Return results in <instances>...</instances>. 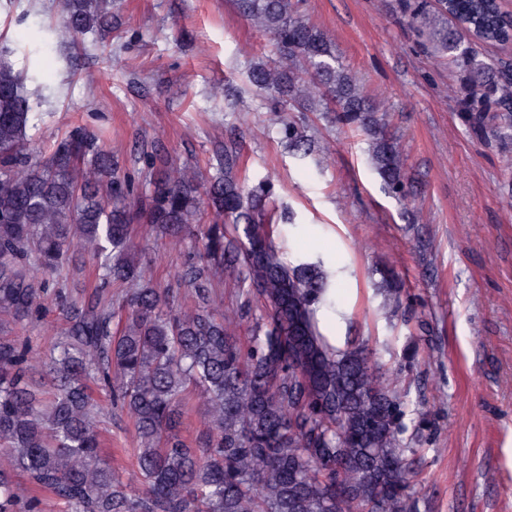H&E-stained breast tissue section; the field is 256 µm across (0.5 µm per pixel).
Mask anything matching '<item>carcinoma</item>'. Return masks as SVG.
I'll return each mask as SVG.
<instances>
[{"instance_id":"obj_1","label":"carcinoma","mask_w":512,"mask_h":512,"mask_svg":"<svg viewBox=\"0 0 512 512\" xmlns=\"http://www.w3.org/2000/svg\"><path fill=\"white\" fill-rule=\"evenodd\" d=\"M237 2L273 41L272 57L248 72L267 111L318 112L364 135L385 189L406 196L411 178L383 115L300 0ZM403 3L456 69L468 131L512 144V62L478 50L512 40V18L494 0ZM111 19L109 0H63L57 38L74 42ZM32 120L23 75L0 63V324H37L54 310L62 321L49 348L0 335V512H41L21 477L50 491L63 512H418L406 395L368 342L336 348L320 334L315 311L330 275L319 261H285L264 221L272 191L235 178V143L207 181L152 151L140 190L115 176L112 153L82 126L34 153ZM280 125L293 155L317 152L298 121ZM134 222L171 239L194 236L177 271L192 309L152 283L154 258L131 241ZM79 249L99 278L84 302L67 291ZM224 272L234 288L227 306L215 291ZM116 283L124 296L106 299ZM382 288L397 309L394 273ZM243 325L245 343L235 334ZM36 361L46 389L32 381ZM90 382L133 419L137 486L101 455L104 409ZM192 393L203 400L205 430L190 446L180 426Z\"/></svg>"}]
</instances>
